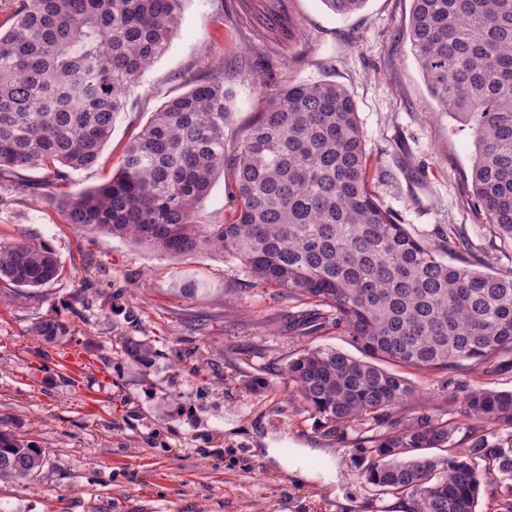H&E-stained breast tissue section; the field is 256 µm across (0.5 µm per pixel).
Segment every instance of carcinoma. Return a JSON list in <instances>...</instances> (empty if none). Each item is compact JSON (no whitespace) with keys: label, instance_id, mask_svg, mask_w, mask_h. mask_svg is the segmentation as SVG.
<instances>
[{"label":"carcinoma","instance_id":"1","mask_svg":"<svg viewBox=\"0 0 512 512\" xmlns=\"http://www.w3.org/2000/svg\"><path fill=\"white\" fill-rule=\"evenodd\" d=\"M181 2L17 0L0 25V179L22 190L23 172L43 170L63 186L94 166L127 88L169 46ZM264 2L257 25L287 35L281 0ZM323 2L345 16L367 0ZM407 35L432 98L472 130L473 200L512 247V0H413ZM228 99L222 80L192 85L153 113L109 180L45 202L92 236L178 259L225 254L252 286L307 306L294 314L305 333L328 324L348 336L362 357L305 348L283 374L319 427L360 434L353 460L378 494L409 497V512H479L483 497L512 512V391L459 379L447 395L454 419L423 410L392 422L419 392L386 368L495 373L512 351V269L480 271L478 248L455 225L425 240L384 208L368 188L356 103L333 81L276 94L242 133L237 209L222 224L196 223L224 173ZM61 273L50 246L0 240V281L39 288ZM34 331L53 340L68 327L48 319ZM119 346L129 361L151 362L145 340ZM441 448L448 455L431 453ZM43 461L0 433V477L28 479Z\"/></svg>","mask_w":512,"mask_h":512}]
</instances>
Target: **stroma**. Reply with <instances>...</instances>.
I'll use <instances>...</instances> for the list:
<instances>
[{
  "instance_id": "1",
  "label": "stroma",
  "mask_w": 512,
  "mask_h": 512,
  "mask_svg": "<svg viewBox=\"0 0 512 512\" xmlns=\"http://www.w3.org/2000/svg\"><path fill=\"white\" fill-rule=\"evenodd\" d=\"M412 0H367L347 16L323 0H284L289 35L271 42L239 0H182L167 50L126 92L97 163L74 173L75 193L108 180L132 137L167 100L196 81L223 76L230 115L224 153L234 157L244 128L291 81L330 80L355 100L381 201L417 237L461 227L483 269L512 268L471 203L474 140L468 126L430 96L406 30ZM36 191L0 181V238L43 242L64 267L40 288L0 284V431L21 432L44 449L32 478L0 479V512H401L405 497L374 495L352 460L354 431L316 426L292 394L283 368L306 347L353 352L347 336L324 327L298 336L279 289H253L239 265L210 253L182 260L64 223ZM225 166L196 219L223 223L237 206ZM192 278L191 298L176 285ZM68 325L47 341L37 322ZM147 340L150 365L130 363L120 337ZM464 370L410 373L416 408L448 418L449 378ZM279 449L273 459L268 449ZM308 450L309 479L284 458Z\"/></svg>"
}]
</instances>
